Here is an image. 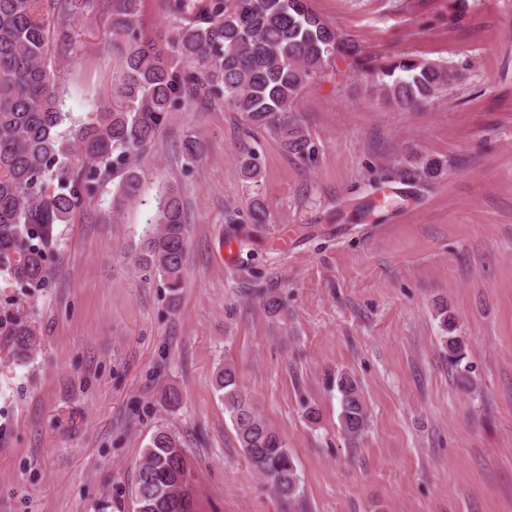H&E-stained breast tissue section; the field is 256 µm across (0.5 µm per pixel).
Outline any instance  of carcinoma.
<instances>
[{
  "label": "carcinoma",
  "mask_w": 512,
  "mask_h": 512,
  "mask_svg": "<svg viewBox=\"0 0 512 512\" xmlns=\"http://www.w3.org/2000/svg\"><path fill=\"white\" fill-rule=\"evenodd\" d=\"M39 2L0 0V274L21 288L48 286L61 246L56 226L69 223L107 180L118 179L112 212H122L138 198L139 158L190 95L224 101L251 126L272 132L287 151L309 159L315 147L301 127L288 125L285 113L336 54L353 58L384 102L399 110L420 106L455 79L450 68L412 56L367 65L356 46L310 8L309 0H164L171 25L164 37L145 30L144 0H112L108 41L117 60L112 94L71 121L61 111L48 54L52 38L64 53L74 44L70 16L81 0H52V36L38 17ZM67 120L70 125L61 129ZM202 151L199 139L185 140V170L195 166ZM237 162L245 182L259 185L263 168L256 149L242 144ZM247 218L250 224L269 223L262 198L251 200ZM187 244L182 194L168 185L141 240L137 264L161 276L174 304L184 284ZM437 317L444 333L441 344L468 388L465 342L456 335L448 309L440 308ZM5 328L17 359L28 358L39 346L28 323L15 320ZM214 388L255 473L276 498L295 501L302 485L294 456L279 430L241 390L233 366L216 373ZM336 389L340 429L357 441L368 424L362 392L346 372L336 375ZM190 490L187 451L179 436L161 425L138 465L132 512H178Z\"/></svg>",
  "instance_id": "1"
}]
</instances>
